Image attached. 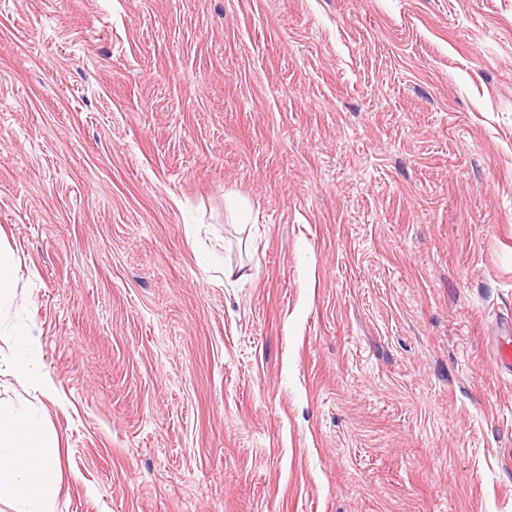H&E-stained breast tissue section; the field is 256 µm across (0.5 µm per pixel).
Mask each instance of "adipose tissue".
I'll return each mask as SVG.
<instances>
[{"instance_id": "1", "label": "adipose tissue", "mask_w": 512, "mask_h": 512, "mask_svg": "<svg viewBox=\"0 0 512 512\" xmlns=\"http://www.w3.org/2000/svg\"><path fill=\"white\" fill-rule=\"evenodd\" d=\"M57 465V441L42 421L0 405V496L13 499L21 512H53Z\"/></svg>"}]
</instances>
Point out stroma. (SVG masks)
I'll return each mask as SVG.
<instances>
[{
  "mask_svg": "<svg viewBox=\"0 0 512 512\" xmlns=\"http://www.w3.org/2000/svg\"><path fill=\"white\" fill-rule=\"evenodd\" d=\"M0 247L55 512H512V0H0ZM13 339V360L15 377L18 381H26L37 371L36 350L37 340L30 326L23 325L10 335Z\"/></svg>",
  "mask_w": 512,
  "mask_h": 512,
  "instance_id": "stroma-1",
  "label": "stroma"
}]
</instances>
